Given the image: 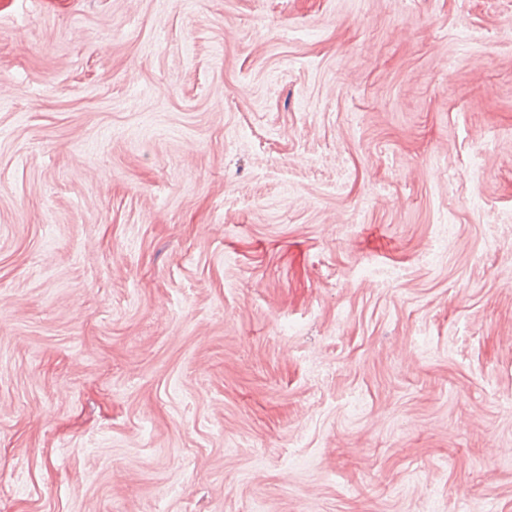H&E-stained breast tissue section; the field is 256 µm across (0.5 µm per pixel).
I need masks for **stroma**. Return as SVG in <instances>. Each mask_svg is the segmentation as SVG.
I'll use <instances>...</instances> for the list:
<instances>
[{
	"label": "stroma",
	"instance_id": "obj_1",
	"mask_svg": "<svg viewBox=\"0 0 512 512\" xmlns=\"http://www.w3.org/2000/svg\"><path fill=\"white\" fill-rule=\"evenodd\" d=\"M510 252L512 0H0V512H512Z\"/></svg>",
	"mask_w": 512,
	"mask_h": 512
}]
</instances>
